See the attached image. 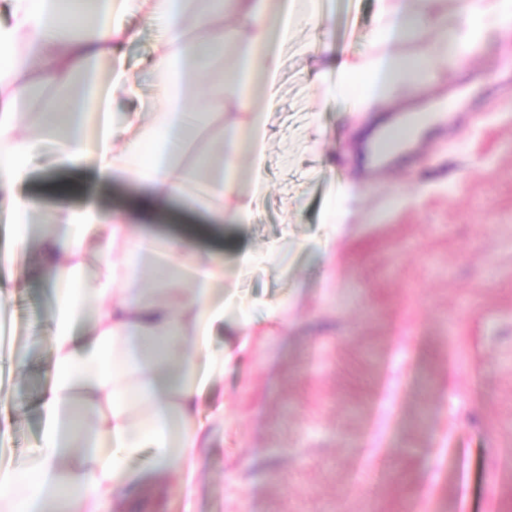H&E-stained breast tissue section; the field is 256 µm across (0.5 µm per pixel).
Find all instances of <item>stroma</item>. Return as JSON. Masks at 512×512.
Returning a JSON list of instances; mask_svg holds the SVG:
<instances>
[{
  "instance_id": "1",
  "label": "stroma",
  "mask_w": 512,
  "mask_h": 512,
  "mask_svg": "<svg viewBox=\"0 0 512 512\" xmlns=\"http://www.w3.org/2000/svg\"><path fill=\"white\" fill-rule=\"evenodd\" d=\"M321 38L365 52L374 0H328ZM328 58L288 49L279 104L267 117L266 186L252 223L212 233L165 213L176 234L220 248L226 285L253 302L287 303L286 326L260 338L215 389L224 430L191 489L155 512H512V27L490 35L430 96L470 74L479 111L430 132L417 163L367 176L361 133L372 112L323 101L306 79ZM346 192L339 230L325 205ZM26 194L74 206L130 203L89 172L33 165ZM278 243L276 266L237 272L239 248ZM50 288L33 273L4 311L0 398L19 413L0 426V465L36 447L51 324Z\"/></svg>"
}]
</instances>
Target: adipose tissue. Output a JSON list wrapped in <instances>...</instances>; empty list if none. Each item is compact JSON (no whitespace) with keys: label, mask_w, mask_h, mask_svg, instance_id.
Returning a JSON list of instances; mask_svg holds the SVG:
<instances>
[{"label":"adipose tissue","mask_w":512,"mask_h":512,"mask_svg":"<svg viewBox=\"0 0 512 512\" xmlns=\"http://www.w3.org/2000/svg\"><path fill=\"white\" fill-rule=\"evenodd\" d=\"M102 23L88 39L66 0H8L0 21V209L13 226L0 250L9 271L0 303L29 269L47 275L54 296L46 338L49 381L41 435L23 468H0V512H133L145 486L190 485L223 408L205 401L250 354L255 321L241 308L221 349L224 255L188 237L158 236V211L190 207L202 223L248 224L265 186L266 114L278 105L281 50L298 24L321 27L322 0H90ZM375 0L373 48L342 52L330 67L341 95L370 111L383 90L433 79L488 35L512 25V0ZM157 31L149 94L125 69V49L142 25ZM431 34L419 57L395 43ZM109 64L112 92L92 76ZM136 111L108 123L113 105ZM41 122L27 131L25 121ZM103 117L97 137L91 117ZM62 145L52 164L90 171L100 183L131 186L136 204L104 210L42 209L21 193L46 140ZM44 230L31 239L28 225ZM168 276L146 285L157 258Z\"/></svg>","instance_id":"adipose-tissue-1"}]
</instances>
